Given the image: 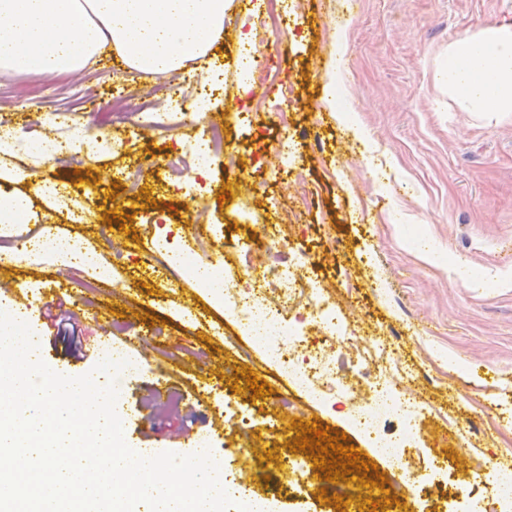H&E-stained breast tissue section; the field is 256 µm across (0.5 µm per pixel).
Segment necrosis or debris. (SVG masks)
<instances>
[{
	"instance_id": "1",
	"label": "necrosis or debris",
	"mask_w": 512,
	"mask_h": 512,
	"mask_svg": "<svg viewBox=\"0 0 512 512\" xmlns=\"http://www.w3.org/2000/svg\"><path fill=\"white\" fill-rule=\"evenodd\" d=\"M169 108L157 110L150 101L139 104L140 127L166 129L186 125V98L182 87L170 88ZM224 130L210 126L208 134L185 135L179 141L176 153L170 154L164 165L169 180L194 188L197 178L208 167L213 156L223 154L226 170L242 168L241 160L227 150ZM268 244L262 252L243 246L237 251L241 271L240 281L225 279L224 305L242 310L254 346L288 373L294 387L320 403H335L344 399L355 406L347 419L369 439L371 448L388 461L395 472L386 496L404 500L422 491L428 477L414 469L409 462L413 441L420 432L417 423L418 404L413 397L397 391L392 379L370 384L369 396H362L360 388L345 383L336 373L335 361L323 351H306L307 337L305 310L320 307V323L332 338L351 341L354 336L346 320L330 305L323 288L315 285L300 287L290 273L291 268L312 270L314 263L303 253L286 257L282 243L275 234H268ZM400 420L398 433L386 432L391 420ZM485 479L482 485L471 483L463 475L456 476L457 490L466 497L470 512H478L482 497H489L490 512H512V465L497 461L483 463Z\"/></svg>"
}]
</instances>
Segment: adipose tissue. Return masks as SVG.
Segmentation results:
<instances>
[{"label": "adipose tissue", "instance_id": "obj_1", "mask_svg": "<svg viewBox=\"0 0 512 512\" xmlns=\"http://www.w3.org/2000/svg\"><path fill=\"white\" fill-rule=\"evenodd\" d=\"M225 0H0V73H67L116 54L127 70H182L224 35ZM448 93L464 112L512 113V25L448 46Z\"/></svg>", "mask_w": 512, "mask_h": 512}]
</instances>
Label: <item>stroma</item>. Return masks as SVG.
<instances>
[{"label":"stroma","mask_w":512,"mask_h":512,"mask_svg":"<svg viewBox=\"0 0 512 512\" xmlns=\"http://www.w3.org/2000/svg\"><path fill=\"white\" fill-rule=\"evenodd\" d=\"M283 7L289 30L254 72L292 84L295 100L281 116L242 93L234 28L205 74L133 77L105 56L74 73L0 75V116L22 129L13 151L0 154V191L28 194L33 214L0 235L12 252L30 236L77 238L108 271L103 278L45 253L0 268V282L13 307L48 305L29 327L55 372L88 373L109 341L140 361L137 373L116 381L130 447L188 455L205 437L217 463L237 475L234 500L263 499L274 512H337L334 486L288 490L277 469L258 479L255 459L221 417L250 414L255 441L275 458L299 423L346 432L362 460L376 461L365 437L346 431L338 410L301 396L280 414L288 380L261 353L241 356L246 338L223 304L191 278L146 272L166 232L179 235L196 263L211 265L234 257L253 225L287 223L288 248L322 258L319 277L360 338L356 349L335 344L340 376L360 382L363 349L383 344L421 406L414 462L435 460L441 469L409 512H466L449 473L466 466L479 481L478 462L512 463V113L461 111L439 74L457 37L483 22L512 24V0H284ZM187 79L213 89L210 114H224L227 140L266 182V199L246 217L219 198L223 157L191 201L157 170L182 129L134 139L135 113L117 129L98 123L119 98L165 107L168 88ZM86 130L101 146L74 167L28 149L33 136ZM117 138L127 141L119 153ZM285 142L293 154L278 172L273 162ZM47 180L65 184L83 222L71 223L70 212L38 194ZM189 204L203 212V230L189 221ZM118 243L132 249L121 267L112 263ZM459 269L469 278H457ZM248 371L270 395L253 396L241 378ZM376 463L392 478L387 463Z\"/></svg>","instance_id":"35a3bbf8"}]
</instances>
